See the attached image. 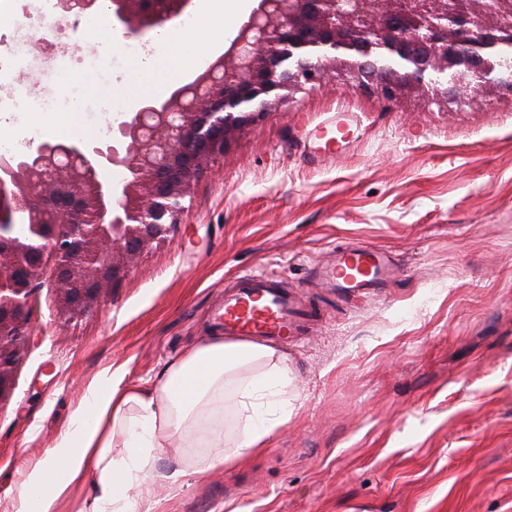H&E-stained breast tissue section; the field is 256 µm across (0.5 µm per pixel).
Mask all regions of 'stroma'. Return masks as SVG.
Listing matches in <instances>:
<instances>
[{"label":"stroma","mask_w":512,"mask_h":512,"mask_svg":"<svg viewBox=\"0 0 512 512\" xmlns=\"http://www.w3.org/2000/svg\"><path fill=\"white\" fill-rule=\"evenodd\" d=\"M63 27L64 47L21 45L58 64L16 68L4 142L111 137L109 94L133 85L131 65L89 45L84 17ZM72 60L100 101L74 119ZM339 113L350 140L323 155L314 131ZM185 206L94 315L60 320L46 267L0 407V512L82 389L108 367L156 384L212 338L214 295L241 271L276 273L312 313L306 338L277 348L288 420L235 455L238 385L226 383L223 467L156 485L144 512H512V94L443 107L324 82L238 135ZM350 244L387 249L396 277L350 299L318 286L312 269Z\"/></svg>","instance_id":"obj_1"}]
</instances>
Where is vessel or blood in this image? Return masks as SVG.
I'll return each mask as SVG.
<instances>
[{
	"label": "vessel or blood",
	"mask_w": 512,
	"mask_h": 512,
	"mask_svg": "<svg viewBox=\"0 0 512 512\" xmlns=\"http://www.w3.org/2000/svg\"><path fill=\"white\" fill-rule=\"evenodd\" d=\"M343 120L317 132L322 151L336 153L337 136L345 132ZM396 271L390 255L369 246L337 250L333 260L317 267L315 277L322 285L349 293H368L383 287ZM212 323L227 339L274 343L303 334L309 314L297 296L275 274L240 272L228 279L212 310Z\"/></svg>",
	"instance_id": "obj_1"
}]
</instances>
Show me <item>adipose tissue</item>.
I'll use <instances>...</instances> for the list:
<instances>
[{"mask_svg":"<svg viewBox=\"0 0 512 512\" xmlns=\"http://www.w3.org/2000/svg\"><path fill=\"white\" fill-rule=\"evenodd\" d=\"M218 0H196L191 23L156 35L159 58L194 45L205 50L223 38ZM157 62L146 65L148 94L168 82ZM261 362L262 374L237 391L243 425L237 454L262 446L276 427L271 411L285 409L290 377L276 350L258 344L225 343L222 337L196 346L169 364L150 387L126 383L122 373L101 371L59 430L45 457L29 466L12 502V512H137L128 494L152 492L158 480L177 483L224 464V382L237 369ZM179 446L167 472L156 464L164 449ZM198 449L187 457L185 449ZM91 486L90 501L77 493Z\"/></svg>","mask_w":512,"mask_h":512,"instance_id":"obj_1","label":"adipose tissue"}]
</instances>
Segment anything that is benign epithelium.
<instances>
[{
    "label": "benign epithelium",
    "mask_w": 512,
    "mask_h": 512,
    "mask_svg": "<svg viewBox=\"0 0 512 512\" xmlns=\"http://www.w3.org/2000/svg\"><path fill=\"white\" fill-rule=\"evenodd\" d=\"M193 0H111L112 23L137 34L180 16ZM224 51L185 79L194 96L143 99L115 120L119 139L98 145L43 141L0 155V405L31 331L24 316L54 261L60 316L96 312L134 260L180 223L210 160L231 137L296 94L334 78L384 98L432 96L448 105L464 84L477 102L512 48V0H252ZM62 16L94 15L100 0H57ZM130 174L100 179L108 166ZM27 219L29 235L14 238Z\"/></svg>",
    "instance_id": "obj_1"
}]
</instances>
